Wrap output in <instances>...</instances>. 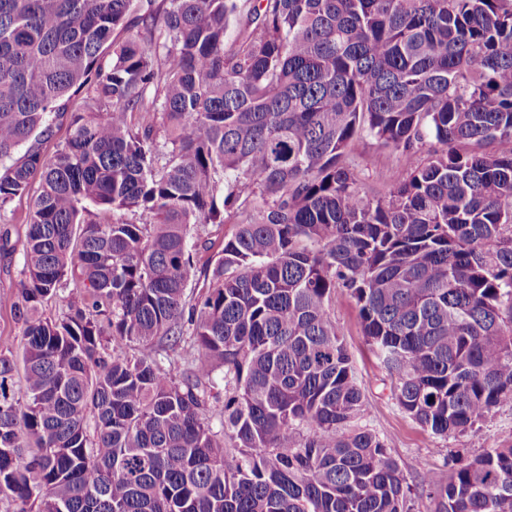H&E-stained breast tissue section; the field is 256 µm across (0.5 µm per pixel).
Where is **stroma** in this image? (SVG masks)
I'll list each match as a JSON object with an SVG mask.
<instances>
[{"label": "stroma", "mask_w": 512, "mask_h": 512, "mask_svg": "<svg viewBox=\"0 0 512 512\" xmlns=\"http://www.w3.org/2000/svg\"><path fill=\"white\" fill-rule=\"evenodd\" d=\"M346 160L355 169L358 186L375 198L385 197L391 187L407 173L404 156L381 148L371 138L354 140ZM27 198H17L0 208V225L12 227L13 248L0 252V297L16 293V282L23 265L26 226L21 218L27 209ZM333 314L341 327L347 348L357 369L365 394V417L374 428L384 433L392 456L399 462L410 483L427 469L443 468L450 451L463 448L474 455L512 438V408L502 407L473 436L444 439L424 431L405 415L385 385V371L370 350L361 333L358 310L346 293L336 295Z\"/></svg>", "instance_id": "obj_1"}]
</instances>
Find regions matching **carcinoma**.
Instances as JSON below:
<instances>
[{
    "label": "carcinoma",
    "instance_id": "carcinoma-1",
    "mask_svg": "<svg viewBox=\"0 0 512 512\" xmlns=\"http://www.w3.org/2000/svg\"><path fill=\"white\" fill-rule=\"evenodd\" d=\"M363 137L435 147L368 199ZM35 180L12 512H410L338 291L422 428L512 406V0H0V207ZM447 467L436 512H512V440Z\"/></svg>",
    "mask_w": 512,
    "mask_h": 512
}]
</instances>
